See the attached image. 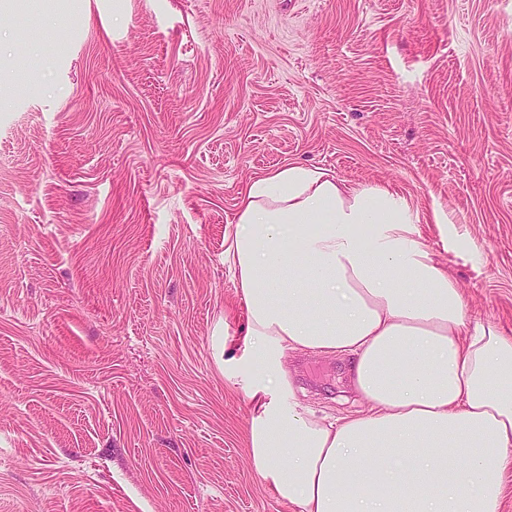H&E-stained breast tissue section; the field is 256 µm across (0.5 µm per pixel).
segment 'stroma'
Returning <instances> with one entry per match:
<instances>
[{
	"label": "stroma",
	"instance_id": "obj_1",
	"mask_svg": "<svg viewBox=\"0 0 512 512\" xmlns=\"http://www.w3.org/2000/svg\"><path fill=\"white\" fill-rule=\"evenodd\" d=\"M0 71V512H295L224 264L268 170L398 192L512 333V0H0ZM284 365L355 414L347 361Z\"/></svg>",
	"mask_w": 512,
	"mask_h": 512
}]
</instances>
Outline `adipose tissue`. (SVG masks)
<instances>
[{
  "label": "adipose tissue",
  "mask_w": 512,
  "mask_h": 512,
  "mask_svg": "<svg viewBox=\"0 0 512 512\" xmlns=\"http://www.w3.org/2000/svg\"><path fill=\"white\" fill-rule=\"evenodd\" d=\"M407 202L303 165L253 178L224 230L267 386L250 452L298 512H501L512 463V336L471 316L415 236ZM289 351L348 358L364 410L316 417Z\"/></svg>",
  "instance_id": "adipose-tissue-1"
}]
</instances>
